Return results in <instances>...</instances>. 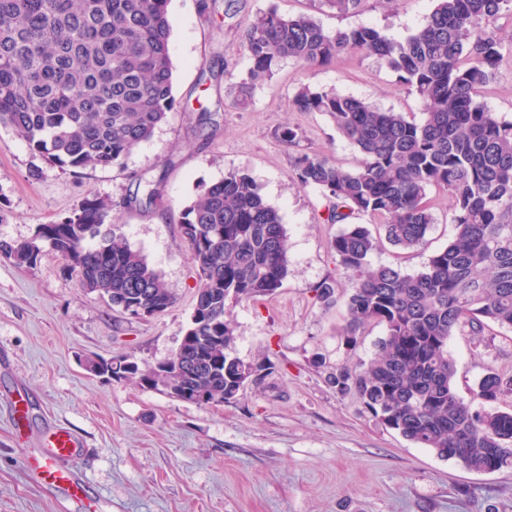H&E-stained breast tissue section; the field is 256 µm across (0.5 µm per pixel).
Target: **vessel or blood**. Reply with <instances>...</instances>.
<instances>
[{"mask_svg":"<svg viewBox=\"0 0 512 512\" xmlns=\"http://www.w3.org/2000/svg\"><path fill=\"white\" fill-rule=\"evenodd\" d=\"M86 462L76 437L61 429L53 433L42 448L35 472L41 481L62 489L72 501L85 502L89 493L76 480L75 472L77 466Z\"/></svg>","mask_w":512,"mask_h":512,"instance_id":"b4317fda","label":"vessel or blood"}]
</instances>
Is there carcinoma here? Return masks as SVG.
<instances>
[{"instance_id": "carcinoma-1", "label": "carcinoma", "mask_w": 512, "mask_h": 512, "mask_svg": "<svg viewBox=\"0 0 512 512\" xmlns=\"http://www.w3.org/2000/svg\"><path fill=\"white\" fill-rule=\"evenodd\" d=\"M342 15L363 0H322ZM169 0H0V125L61 168H122L176 109L170 51ZM509 0H436L423 25L394 41L361 25L329 31L309 15L271 8L247 25L241 49L251 62L238 86L240 104L283 61L301 68L359 52L374 56L425 102L423 118L383 111L362 99L301 87L297 112H324L359 153L356 167L316 153L294 159L297 182L321 189L329 220L356 213L376 224H346L331 240L351 277L343 295L344 336L357 343L367 323L385 327L367 362L330 373L341 394L419 448L467 470L512 468V412L492 405L512 395V376L488 371L472 402L453 387L448 340L458 329L483 335L491 324L512 329V122L480 101L501 60L495 21ZM448 194L456 234L409 274L372 265L380 240L420 247L435 222L427 192ZM112 204L89 200L56 224H41L25 242L0 239V257L36 262L43 248L63 259L82 288L124 308L151 301L170 308L175 297L162 274L121 234ZM183 238L198 274L184 335L192 344L167 358L173 369L127 367L128 356L87 361L89 371L165 392L181 384L221 404L266 367L235 354L226 305L274 295L288 276L286 229L279 211L246 173L229 171L183 210ZM317 301L338 302L336 280L314 288Z\"/></svg>"}]
</instances>
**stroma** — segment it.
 Listing matches in <instances>:
<instances>
[{
  "instance_id": "35a3bbf8",
  "label": "stroma",
  "mask_w": 512,
  "mask_h": 512,
  "mask_svg": "<svg viewBox=\"0 0 512 512\" xmlns=\"http://www.w3.org/2000/svg\"><path fill=\"white\" fill-rule=\"evenodd\" d=\"M434 0H364L340 15L319 0H169L173 93L178 107L128 159L125 168L64 170L0 125V239L23 242L38 225L61 221L91 199L106 200L122 232L163 275L175 295L165 312L134 318L81 287L51 251L19 267L0 258V512H63L66 497L37 482L31 457L59 428L91 454L82 470L91 496L112 512H512V469L475 473L415 447L368 412L353 393L329 384L337 368L372 358L385 334L368 325L346 345L342 305L326 306L315 286L351 280L330 242L325 193L292 177L296 155L318 153L344 166L358 154L320 112L289 106L298 86L353 95L421 120L424 102L372 56L349 54L305 70L286 61L258 87L249 106L237 84L250 61L241 34L257 13L308 14L325 29L372 26L402 40ZM501 62L480 99L512 121V7L496 21ZM214 124L199 123L202 111ZM296 128V145L284 143ZM231 170L249 174L287 230L289 274L271 298L226 308L236 354L265 364L258 382L229 403L200 406L128 380L89 373V357L129 354L140 366L169 357L192 314L197 277L181 233L186 205ZM159 185V200L130 208L136 191ZM435 222L424 244L403 251L382 243L372 264L405 273L423 269L455 234L448 196L429 195ZM453 385L471 400L487 370L512 374V330L454 333L448 342ZM23 410H16L15 401Z\"/></svg>"
}]
</instances>
